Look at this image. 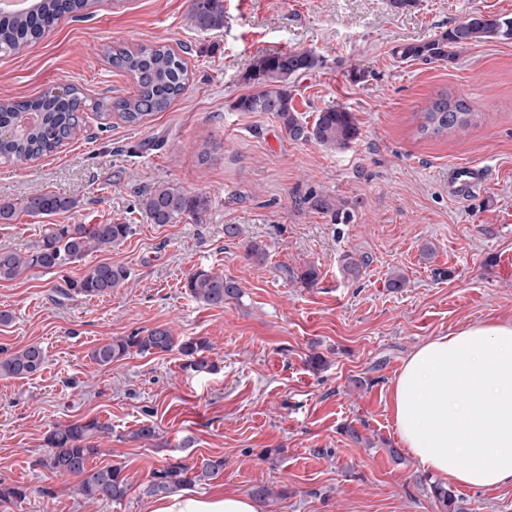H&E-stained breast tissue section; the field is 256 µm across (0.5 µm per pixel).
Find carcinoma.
<instances>
[{
	"label": "carcinoma",
	"mask_w": 512,
	"mask_h": 512,
	"mask_svg": "<svg viewBox=\"0 0 512 512\" xmlns=\"http://www.w3.org/2000/svg\"><path fill=\"white\" fill-rule=\"evenodd\" d=\"M96 0H31L23 12L0 11V53L11 54L32 44L50 31L66 15L85 16ZM189 17L199 32L224 27V0H190ZM512 40V17L473 15L460 21L439 37L423 44H407L395 50L400 59L427 63L456 60L458 50L481 41ZM105 55L113 67L129 74L137 85L131 97H106L88 100L75 85L47 92L24 101H0V161L26 163L54 152L72 138L82 123V113L91 110L101 114L115 112L128 124H138L157 112L167 111L186 91L188 68L185 59L172 49L153 47H108ZM319 58L307 50L264 56L254 64L250 79L258 87L254 93L237 100L242 112H270L282 123L293 141H313L328 149H342L358 140L359 128L353 113L344 106L329 105L317 112L313 123L299 117L291 105L288 83L314 72ZM37 120L22 126L25 117ZM475 117L472 107L462 96L444 93L433 99L420 114L418 131L422 135H442L464 130ZM75 200L53 192L31 196L22 210L34 216H50L70 210ZM207 201L189 195L170 184H159L144 193L141 212L152 224H177L185 217L201 219ZM128 224H52L46 228L30 251L21 254L0 250V281H11L31 269L52 272L94 251H104L122 242L130 233ZM122 266L101 263L82 279L72 283L70 291L85 298L100 297L122 287L128 279ZM290 278L306 287L314 285L318 271L309 265ZM186 293L208 306H222L239 298V283L222 273L199 269L184 284ZM211 344L205 337L179 341L168 328L156 327L128 336L116 337L92 349L91 360L99 366H110L132 353L163 354L174 350L184 356L183 368L212 370L206 352ZM44 349L30 344L0 357V377L25 379L37 374L45 365ZM110 434V427L94 419L74 421L53 427L44 442L48 448L39 465L56 476L80 478L78 493L86 501L112 502L125 498L130 484L120 465L91 467L98 455V439ZM224 471V458H202L188 466L169 464L154 469L145 487L149 496L166 497L192 481H207ZM28 496L22 486L0 484V502H21Z\"/></svg>",
	"instance_id": "carcinoma-1"
}]
</instances>
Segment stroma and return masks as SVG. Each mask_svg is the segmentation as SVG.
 <instances>
[{
    "label": "stroma",
    "instance_id": "1",
    "mask_svg": "<svg viewBox=\"0 0 512 512\" xmlns=\"http://www.w3.org/2000/svg\"><path fill=\"white\" fill-rule=\"evenodd\" d=\"M189 0H97L62 18L20 53L0 55V100L63 85L91 100L134 95L104 47L164 45L188 66V89L168 111L139 124L84 112L72 139L28 166L5 165L0 200L53 192L71 210L50 218L17 212L0 223V249L29 251L46 223L127 224L130 235L46 273L0 281V353L40 344L46 363L26 379H0V482L22 485L23 502L0 512H150L154 468L224 460L216 479L189 495H250L270 486L259 512H441L436 478L404 449L391 386L420 346L458 328L512 320V42H482L455 63L403 62L396 47L433 40L472 14L512 15V0H224L222 29L200 33ZM308 50L321 65L291 85L305 120L329 105L350 108L360 127L330 151L288 138L269 112H241L247 76L265 55ZM465 97V130L420 135V114L439 93ZM485 167L484 190L448 197V171ZM206 197L202 220L150 224L141 195L157 183ZM344 205L350 223L332 209ZM237 225L235 238L224 227ZM268 257L248 259L250 242ZM365 258L358 277L344 255ZM129 279L92 299L66 297L94 266ZM312 265L305 287L287 270ZM209 269L238 280L243 295L221 307L184 290ZM406 278L403 288L387 283ZM209 340L214 372L182 370L178 352L131 354L101 367L90 351L154 327ZM324 359L320 369L311 356ZM95 419L112 428L92 463L118 464L131 489L121 503H89L73 476L39 466L52 427ZM157 435L139 440L142 425ZM51 495H42V488ZM457 512H512V483L452 485Z\"/></svg>",
    "mask_w": 512,
    "mask_h": 512
}]
</instances>
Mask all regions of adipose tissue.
Masks as SVG:
<instances>
[{
    "label": "adipose tissue",
    "instance_id": "ef3b65f1",
    "mask_svg": "<svg viewBox=\"0 0 512 512\" xmlns=\"http://www.w3.org/2000/svg\"><path fill=\"white\" fill-rule=\"evenodd\" d=\"M404 448L429 472L487 488L512 481V321L459 329L405 360L391 391ZM152 512H258L238 494L172 495Z\"/></svg>",
    "mask_w": 512,
    "mask_h": 512
}]
</instances>
